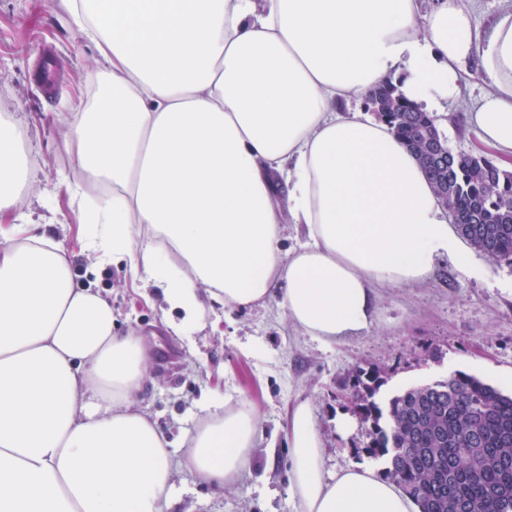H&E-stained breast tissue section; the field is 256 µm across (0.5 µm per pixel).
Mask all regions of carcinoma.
Masks as SVG:
<instances>
[{"label": "carcinoma", "instance_id": "cac0c4a2", "mask_svg": "<svg viewBox=\"0 0 512 512\" xmlns=\"http://www.w3.org/2000/svg\"><path fill=\"white\" fill-rule=\"evenodd\" d=\"M365 104L414 154L435 193L452 213L477 211L480 223L456 225L478 253L512 265V171L484 152H456L435 118L385 83ZM444 166L434 170L429 150ZM385 384L378 371L359 370L345 382L349 404L363 424L361 451L384 463L420 512H512V395L458 372L376 400Z\"/></svg>", "mask_w": 512, "mask_h": 512}]
</instances>
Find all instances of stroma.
<instances>
[{"label": "stroma", "mask_w": 512, "mask_h": 512, "mask_svg": "<svg viewBox=\"0 0 512 512\" xmlns=\"http://www.w3.org/2000/svg\"><path fill=\"white\" fill-rule=\"evenodd\" d=\"M95 76L107 78V69L73 26L63 0H0V117L19 122L21 153L35 174L20 204L0 211V228L35 212L68 252L75 280L111 300L116 331L141 338L151 362L138 401L174 457H181L201 408L214 397L231 406L249 402L263 417L241 479L219 490L179 468L169 512H294L287 416L299 398L311 403L326 473L354 465L381 470V462L354 452L365 439L364 426L347 432L337 426L350 412L340 385L357 369L381 370L384 399L457 372L512 392V265L475 251L471 273L443 254L428 283L379 288L373 325L339 342L326 344L297 328L276 287L264 303L217 305L199 327L174 332L181 313L158 289L141 288L125 263L96 266L83 250L92 226L74 213L72 189L83 172L70 124ZM487 89L477 67L462 74L457 96L437 118L451 149L481 150L468 114Z\"/></svg>", "instance_id": "obj_1"}]
</instances>
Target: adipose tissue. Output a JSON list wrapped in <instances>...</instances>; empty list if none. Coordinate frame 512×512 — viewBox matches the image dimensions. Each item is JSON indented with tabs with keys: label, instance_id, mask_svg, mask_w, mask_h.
Returning a JSON list of instances; mask_svg holds the SVG:
<instances>
[{
	"label": "adipose tissue",
	"instance_id": "ef3b65f1",
	"mask_svg": "<svg viewBox=\"0 0 512 512\" xmlns=\"http://www.w3.org/2000/svg\"><path fill=\"white\" fill-rule=\"evenodd\" d=\"M64 2L112 82L71 128L88 177L112 186L85 249L125 262L183 325L281 282L289 320L329 344L371 325L377 287L425 282L436 255L469 271L416 158L385 122L338 108L389 80L439 113L474 63L489 89L470 123L512 157V5L482 34L461 0ZM19 164L1 119L0 211ZM286 216L309 241L285 255ZM149 361L52 238L0 240V512H165L180 463L219 489L240 478L257 411L210 404L175 461L137 405ZM288 441L295 512H417L370 469L326 475L308 400L288 411Z\"/></svg>",
	"mask_w": 512,
	"mask_h": 512
}]
</instances>
